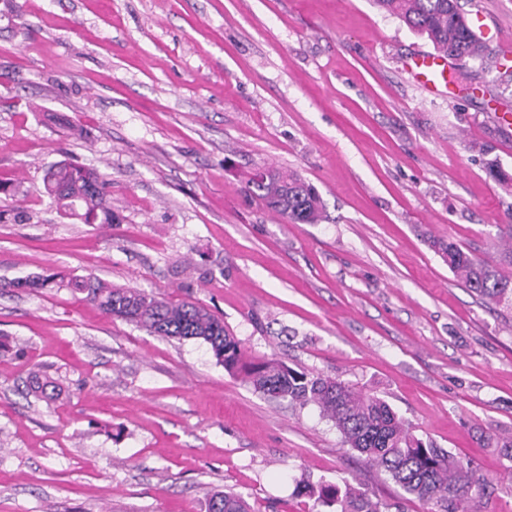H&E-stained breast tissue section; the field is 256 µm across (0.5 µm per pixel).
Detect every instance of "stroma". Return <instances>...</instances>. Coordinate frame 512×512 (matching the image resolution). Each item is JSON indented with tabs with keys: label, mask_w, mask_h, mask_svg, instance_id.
Here are the masks:
<instances>
[{
	"label": "stroma",
	"mask_w": 512,
	"mask_h": 512,
	"mask_svg": "<svg viewBox=\"0 0 512 512\" xmlns=\"http://www.w3.org/2000/svg\"><path fill=\"white\" fill-rule=\"evenodd\" d=\"M461 3L512 52V0ZM430 48L372 0H0V208L31 215L0 221V512H207L226 487L310 512L303 479L429 512L205 345L13 286L51 272L200 303L249 358L378 395L492 482L485 512H512L482 441L512 435V308L430 245L512 276V191L487 173L512 174V59L434 96L404 68ZM63 160L108 175L115 223L60 216L42 178ZM258 167L312 183L325 221L270 212L246 189ZM35 371L56 399L28 393ZM432 246L471 292L488 304L512 306V278L503 275L496 264L463 251L451 241L434 239Z\"/></svg>",
	"instance_id": "1"
}]
</instances>
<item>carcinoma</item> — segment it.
I'll list each match as a JSON object with an SVG mask.
<instances>
[{
    "mask_svg": "<svg viewBox=\"0 0 512 512\" xmlns=\"http://www.w3.org/2000/svg\"><path fill=\"white\" fill-rule=\"evenodd\" d=\"M375 4L460 65L473 61L488 70L495 67L459 0H375ZM43 189L68 217L85 224L112 223L111 183L94 169L55 163L46 170ZM248 191L287 222L318 224L325 218L314 186L294 172L259 169L248 180ZM432 246L471 292L489 304L512 306V278L495 264L451 241L436 239ZM12 287L32 291L69 288L104 313L150 334L201 341L227 373L244 376L268 399L318 408L345 446L383 472L405 495L433 505L434 512H484L482 505L493 493L492 483L469 462L413 434L409 423L383 398L321 373L298 372L275 358H246L224 321L198 303L158 297L139 288L114 287L91 275L68 279L61 274H38L15 281ZM27 388L46 400L58 396L54 382L38 372L32 373ZM304 487L315 501L336 506V512H391L394 508L347 482L341 486L306 482ZM208 512H250V506L238 493L218 491L209 499Z\"/></svg>",
    "mask_w": 512,
    "mask_h": 512,
    "instance_id": "cac0c4a2",
    "label": "carcinoma"
}]
</instances>
